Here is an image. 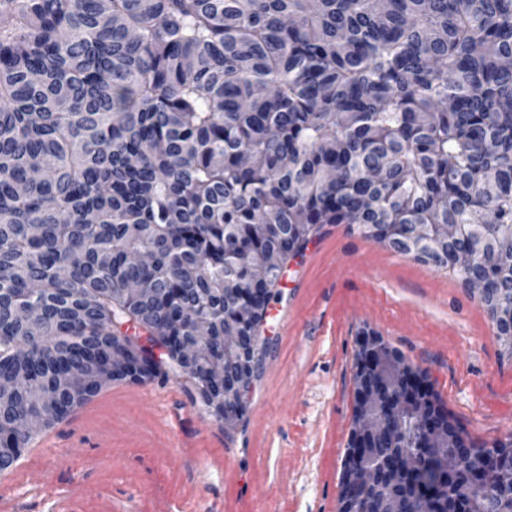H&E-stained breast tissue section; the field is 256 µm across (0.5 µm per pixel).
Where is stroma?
<instances>
[{"label": "stroma", "mask_w": 512, "mask_h": 512, "mask_svg": "<svg viewBox=\"0 0 512 512\" xmlns=\"http://www.w3.org/2000/svg\"><path fill=\"white\" fill-rule=\"evenodd\" d=\"M365 328L425 370L474 442L512 437V362L477 291L330 224L274 290L235 430L185 378L111 382L0 473V512H338Z\"/></svg>", "instance_id": "obj_1"}]
</instances>
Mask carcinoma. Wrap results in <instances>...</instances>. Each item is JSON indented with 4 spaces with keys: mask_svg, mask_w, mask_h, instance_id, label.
I'll return each instance as SVG.
<instances>
[{
    "mask_svg": "<svg viewBox=\"0 0 512 512\" xmlns=\"http://www.w3.org/2000/svg\"><path fill=\"white\" fill-rule=\"evenodd\" d=\"M327 224L486 283L512 360V0H0V473L112 381L183 376L233 430L273 289ZM226 336L255 337L252 369ZM371 339L338 512L365 466L367 512H512V439L472 441ZM370 355L385 389L419 381L375 431Z\"/></svg>",
    "mask_w": 512,
    "mask_h": 512,
    "instance_id": "obj_1",
    "label": "carcinoma"
}]
</instances>
